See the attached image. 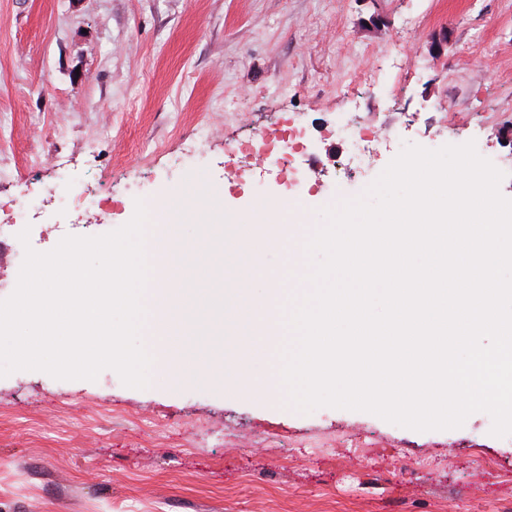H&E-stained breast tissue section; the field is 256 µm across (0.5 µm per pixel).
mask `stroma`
Returning a JSON list of instances; mask_svg holds the SVG:
<instances>
[{
  "label": "stroma",
  "instance_id": "35a3bbf8",
  "mask_svg": "<svg viewBox=\"0 0 512 512\" xmlns=\"http://www.w3.org/2000/svg\"><path fill=\"white\" fill-rule=\"evenodd\" d=\"M307 128L306 187L227 145ZM388 146L339 164L340 126ZM475 142L512 199V0H0V205L58 172L112 208L45 203L99 236L187 203L245 225L269 210L359 196L403 144ZM225 223V224H226ZM223 226V225H222ZM222 226L183 224L207 287L231 288ZM489 414L415 431L363 411L294 410L255 384L147 388L42 371L0 377V512H512V435Z\"/></svg>",
  "mask_w": 512,
  "mask_h": 512
}]
</instances>
